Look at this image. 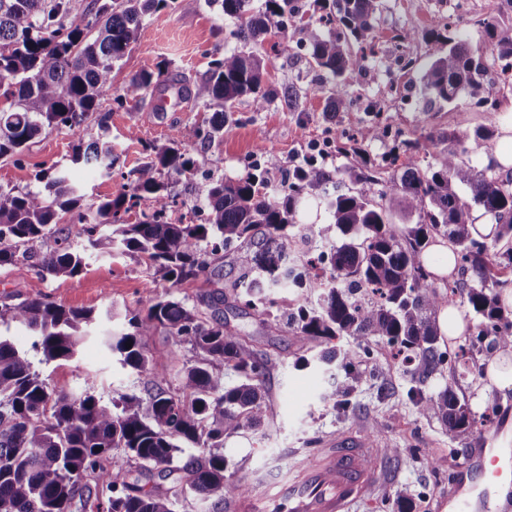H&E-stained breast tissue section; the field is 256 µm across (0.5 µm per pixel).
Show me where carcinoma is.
<instances>
[{
  "label": "carcinoma",
  "mask_w": 512,
  "mask_h": 512,
  "mask_svg": "<svg viewBox=\"0 0 512 512\" xmlns=\"http://www.w3.org/2000/svg\"><path fill=\"white\" fill-rule=\"evenodd\" d=\"M169 0H93L85 10L72 11L69 0H0V85L8 108H0V157L19 156L46 128H66L77 134L98 101L113 90L115 65L129 54L143 18L168 6ZM225 16L238 21L229 37L240 48L215 52L205 80L183 93L196 105L214 109L209 126L196 138L212 143L224 136V121L238 101L247 98L254 111L264 110L274 91L266 86L267 63L254 48L272 28L288 30L298 16L295 0H265V12L253 14L250 0H209ZM331 11L328 27L308 22L301 27L300 46L307 49L315 69L332 83L326 114L333 118L349 107L340 90L363 73L374 53L372 21L379 0H314ZM503 62L499 76L512 78V20L475 19ZM423 39L431 59L421 68L423 111L440 112L463 94L476 95L489 66L458 33L454 17L432 22L424 33L400 30L399 43ZM173 84L168 67L158 64L132 74L114 97L122 105ZM478 105L487 123L469 133L423 128L413 140L384 127L392 146L376 159L365 149L380 125V113L354 133L340 132L336 155L353 156L356 164L330 171L309 156L288 171V181L271 195L265 192L269 171L258 165L235 180L206 179L205 217L200 224L175 223L167 216L171 191L162 175H184L196 167L181 132L168 144L147 145L150 161L137 171L129 191L104 200L90 217L82 212L84 195L67 173L55 167L38 175V191L0 188V266L18 256L31 263L38 282L75 276L83 265L81 253L68 239L49 244L54 226L65 217L85 225L94 249H122L145 258L162 280L175 287L209 274L214 287L207 305L229 304L248 311L262 323L286 324L302 343H329L349 336V349L323 351L321 364L337 363L350 380V389L332 388L324 398L345 411L363 373L359 360L372 355L370 338L378 336L403 356L418 379L444 368L453 377L485 376L469 354L512 345V313L499 305V295L512 288V170L501 173L488 162L478 168L471 153L495 138L500 103L482 97ZM433 149L434 163L420 169L417 154ZM75 164L114 171L117 156L109 139L78 144ZM346 174L352 187L336 188ZM152 201L133 224L124 215ZM324 206L327 220L310 225L311 233L331 248L315 256L290 254L293 240L304 228L301 217L311 201ZM494 219L490 240L470 233L472 212ZM417 215V222L400 236L396 216ZM112 225V235L96 236L97 227ZM439 235L453 246L465 279L441 294L425 267L422 248ZM249 273L222 281L221 269L211 267L219 254ZM310 289L317 303L308 307L272 296V290ZM373 299L365 302L361 292ZM467 300L477 316L469 325V347L456 351L438 346L436 315ZM92 313L46 301L41 293L14 306L0 308V326L17 323L34 333L33 349L43 362L70 360L78 351L80 330L92 323ZM130 331L108 336L105 344L122 366L154 379L140 392L122 393L108 402L88 389L71 397L50 389L26 353L0 333V512H178L191 494L224 512V503L246 492L226 474L224 438L255 428L267 417L265 381L271 359L258 354L248 336L205 319L197 307L172 294L150 297L128 319ZM162 330L175 343H188L198 359L178 373V383L149 366L147 339ZM238 381L228 385L224 369ZM409 398L421 415H436L452 433L473 428L467 402L446 387L425 396L410 389ZM184 448L197 449L182 464ZM123 452L129 466L105 462L113 451ZM158 481H153V478Z\"/></svg>",
  "instance_id": "obj_1"
}]
</instances>
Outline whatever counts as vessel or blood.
<instances>
[{
    "label": "vessel or blood",
    "instance_id": "1",
    "mask_svg": "<svg viewBox=\"0 0 512 512\" xmlns=\"http://www.w3.org/2000/svg\"><path fill=\"white\" fill-rule=\"evenodd\" d=\"M385 472L374 440L338 437L332 448L279 495L278 512H355ZM512 498V448H482L464 458L442 504L448 512H495L499 493Z\"/></svg>",
    "mask_w": 512,
    "mask_h": 512
}]
</instances>
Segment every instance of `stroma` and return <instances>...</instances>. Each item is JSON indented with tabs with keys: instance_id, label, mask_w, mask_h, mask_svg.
<instances>
[{
	"instance_id": "1",
	"label": "stroma",
	"mask_w": 512,
	"mask_h": 512,
	"mask_svg": "<svg viewBox=\"0 0 512 512\" xmlns=\"http://www.w3.org/2000/svg\"><path fill=\"white\" fill-rule=\"evenodd\" d=\"M455 4L456 0H380L373 22L376 54L360 80L344 85L350 106L335 119L326 116V96L318 90L320 77L299 45L301 23L294 19L287 32L272 31L260 50L276 93L274 100L261 112L254 111L249 101L237 103L220 141L204 145L196 139V129L206 126L212 113L191 101L164 107L159 94L153 93L120 105L107 96L89 114L79 135L48 129L30 142L22 156L0 157V187L38 190V173L56 166L68 171L81 188L83 209L90 214L100 201L127 191L136 170L147 161L145 144L164 145L175 129L181 131L201 170L236 179L257 164L278 176L300 164L312 153L314 144L335 137L337 130L352 133L365 125L367 107L374 102L383 106L384 122L408 138L424 126L471 131L487 119L475 99L466 96L443 111H424L418 74L397 71L391 41L396 30L420 31L432 18L454 14ZM233 25L219 7L208 6L206 0H172L170 7L143 20L132 51L113 70L114 87L161 62L169 64L180 87L194 86L205 79L216 49L235 47V40L228 36ZM287 90L292 91V98H284ZM102 132L107 133L119 157L111 175L71 162L78 141H90ZM60 232L82 248L81 273L40 284L30 263L16 258L0 267V306L26 302L38 290L47 301L92 311L95 320L85 329L73 359L38 364L51 389L78 397L92 381L98 395L107 400L142 389L149 374L121 367L105 347L104 336L125 329L127 314L139 308L146 297L172 293L193 305L209 292V284L200 278L171 287L139 257L85 248L81 224L61 225ZM219 314L230 328L246 331L255 349L272 360L266 382L268 419L258 430L224 440L228 472L240 478L253 497L265 498L267 492L277 491L295 477L325 440L361 432L398 448L399 457L388 460L384 485L361 503L357 512H393L402 497L418 506L428 505V512H437L436 504L448 493V475L457 459L479 448L478 433L451 434L437 419L420 415L407 396L409 388L417 385L424 394L433 395L450 385L467 401L475 417H482L493 401L499 420L512 418V388H499L486 378L457 381L447 370L415 383L409 368L381 338L372 339L374 357L362 364L363 381L353 388L340 369L299 366L302 352L291 328H267L225 305ZM149 349L153 365L167 369L173 377L195 360L190 345H175L162 331L152 336ZM333 387L351 389L347 411L335 410L324 401V394ZM416 448L428 449L427 462L413 458Z\"/></svg>"
}]
</instances>
